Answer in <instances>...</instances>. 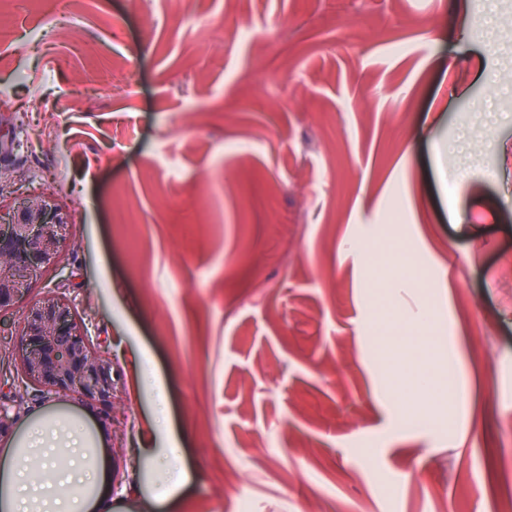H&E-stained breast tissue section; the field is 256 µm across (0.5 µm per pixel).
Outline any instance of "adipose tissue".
<instances>
[{"label": "adipose tissue", "mask_w": 512, "mask_h": 512, "mask_svg": "<svg viewBox=\"0 0 512 512\" xmlns=\"http://www.w3.org/2000/svg\"><path fill=\"white\" fill-rule=\"evenodd\" d=\"M431 320L430 309L423 306L384 323L377 338L386 349L411 350L403 363L411 386L393 384L392 395L403 399L412 391L428 403L423 411L399 405L396 419L403 429L430 424L434 410L454 399L447 379L414 371L415 362L430 359L433 347L427 337L412 335L411 330ZM109 473L99 442L83 420L57 414L25 421L14 448L0 455V512H114Z\"/></svg>", "instance_id": "adipose-tissue-1"}]
</instances>
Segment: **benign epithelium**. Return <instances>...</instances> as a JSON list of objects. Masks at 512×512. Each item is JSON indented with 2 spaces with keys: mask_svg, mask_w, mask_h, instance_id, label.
<instances>
[{
  "mask_svg": "<svg viewBox=\"0 0 512 512\" xmlns=\"http://www.w3.org/2000/svg\"><path fill=\"white\" fill-rule=\"evenodd\" d=\"M67 218L43 194L22 199L8 222L0 225V312L19 302L23 285L54 263L66 241ZM21 380L52 401L76 393L107 406L112 402V364L92 347L87 327L72 304L46 301L29 307L21 321ZM20 415L0 404V438L10 435Z\"/></svg>",
  "mask_w": 512,
  "mask_h": 512,
  "instance_id": "obj_1",
  "label": "benign epithelium"
}]
</instances>
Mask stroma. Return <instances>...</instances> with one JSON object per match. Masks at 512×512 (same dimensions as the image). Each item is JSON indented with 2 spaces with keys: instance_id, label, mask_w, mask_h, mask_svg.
<instances>
[{
  "instance_id": "obj_1",
  "label": "stroma",
  "mask_w": 512,
  "mask_h": 512,
  "mask_svg": "<svg viewBox=\"0 0 512 512\" xmlns=\"http://www.w3.org/2000/svg\"><path fill=\"white\" fill-rule=\"evenodd\" d=\"M41 8L22 0L0 44V212L54 193L68 239L0 314V402L87 422L117 512L180 466L191 484L156 512H497L512 0H78L49 43ZM120 58L128 89L102 91ZM398 257L416 286L389 312L426 303L436 368L459 366L428 432L396 430L383 395L397 362L370 276ZM48 298L112 364L108 422L17 383L21 318Z\"/></svg>"
}]
</instances>
